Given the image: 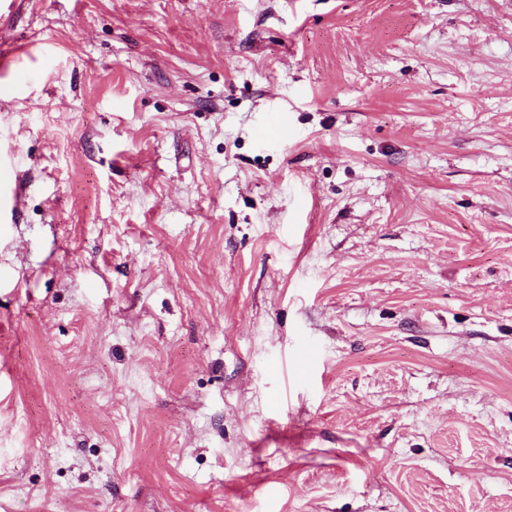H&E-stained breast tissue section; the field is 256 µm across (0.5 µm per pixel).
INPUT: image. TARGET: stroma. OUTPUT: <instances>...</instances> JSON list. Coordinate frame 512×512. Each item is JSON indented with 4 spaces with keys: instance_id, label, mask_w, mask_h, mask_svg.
I'll return each instance as SVG.
<instances>
[{
    "instance_id": "1",
    "label": "stroma",
    "mask_w": 512,
    "mask_h": 512,
    "mask_svg": "<svg viewBox=\"0 0 512 512\" xmlns=\"http://www.w3.org/2000/svg\"><path fill=\"white\" fill-rule=\"evenodd\" d=\"M0 512H512V0H16Z\"/></svg>"
}]
</instances>
